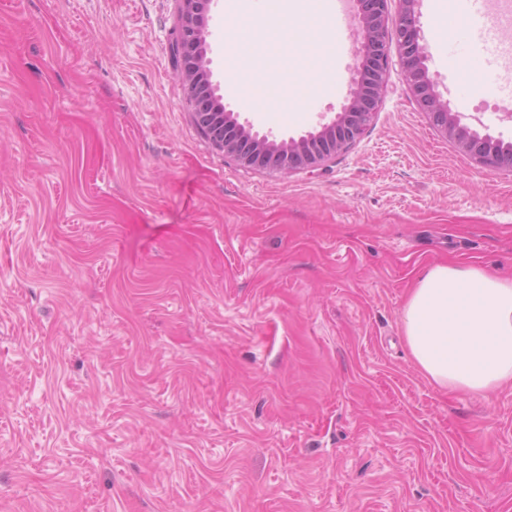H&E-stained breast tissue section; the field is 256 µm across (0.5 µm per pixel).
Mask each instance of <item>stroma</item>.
<instances>
[{
  "mask_svg": "<svg viewBox=\"0 0 512 512\" xmlns=\"http://www.w3.org/2000/svg\"><path fill=\"white\" fill-rule=\"evenodd\" d=\"M453 111L512 142V71ZM179 0H0V512H512V386L443 390L401 311L438 263L512 277V173L399 66L364 135L283 177L224 156L175 76ZM341 90L256 128L299 136Z\"/></svg>",
  "mask_w": 512,
  "mask_h": 512,
  "instance_id": "35a3bbf8",
  "label": "stroma"
}]
</instances>
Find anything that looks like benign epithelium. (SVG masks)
Here are the masks:
<instances>
[{
  "instance_id": "benign-epithelium-1",
  "label": "benign epithelium",
  "mask_w": 512,
  "mask_h": 512,
  "mask_svg": "<svg viewBox=\"0 0 512 512\" xmlns=\"http://www.w3.org/2000/svg\"><path fill=\"white\" fill-rule=\"evenodd\" d=\"M179 24L173 44L177 74L191 105L200 132L227 157L258 168L297 172L325 164L347 151L364 131L382 103L391 68L390 47L398 48V64L413 101L430 125L459 152L489 171L512 173V143L482 134L450 109L429 75L427 56L420 44L419 0H399L398 16L390 18L388 0H350L352 18L360 41L359 64L341 110L319 129L297 138L261 133L239 114L226 109L218 86L212 82L204 31L214 0H179Z\"/></svg>"
}]
</instances>
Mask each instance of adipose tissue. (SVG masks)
I'll return each mask as SVG.
<instances>
[{
  "mask_svg": "<svg viewBox=\"0 0 512 512\" xmlns=\"http://www.w3.org/2000/svg\"><path fill=\"white\" fill-rule=\"evenodd\" d=\"M401 323L432 383L485 399L512 383V278L433 265L418 277Z\"/></svg>",
  "mask_w": 512,
  "mask_h": 512,
  "instance_id": "obj_1",
  "label": "adipose tissue"
}]
</instances>
